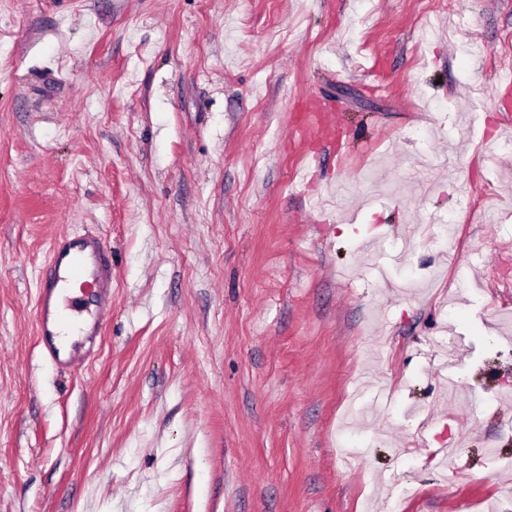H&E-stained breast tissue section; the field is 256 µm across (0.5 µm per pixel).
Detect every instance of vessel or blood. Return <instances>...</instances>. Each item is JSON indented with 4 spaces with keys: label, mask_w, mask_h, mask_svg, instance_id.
I'll list each match as a JSON object with an SVG mask.
<instances>
[{
    "label": "vessel or blood",
    "mask_w": 512,
    "mask_h": 512,
    "mask_svg": "<svg viewBox=\"0 0 512 512\" xmlns=\"http://www.w3.org/2000/svg\"><path fill=\"white\" fill-rule=\"evenodd\" d=\"M331 112L307 102L292 135L299 140L326 138ZM82 293L70 297L72 286ZM112 297V255L99 238L74 234L50 248L37 285L36 336L42 356L58 367L76 369L101 339L110 316L103 305Z\"/></svg>",
    "instance_id": "b4317fda"
}]
</instances>
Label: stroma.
<instances>
[{
  "label": "stroma",
  "mask_w": 512,
  "mask_h": 512,
  "mask_svg": "<svg viewBox=\"0 0 512 512\" xmlns=\"http://www.w3.org/2000/svg\"><path fill=\"white\" fill-rule=\"evenodd\" d=\"M86 231L69 372L37 282ZM506 311L512 0H0V512H512ZM302 119L292 135L301 142L308 139H324L334 127L333 115L323 110L317 101H309L303 109ZM74 284L71 298L69 290ZM112 297V255L99 238L74 234L50 248L37 285L36 336L42 356L74 370L101 339L110 316L102 308ZM72 313L77 318L71 320Z\"/></svg>",
  "instance_id": "stroma-1"
}]
</instances>
